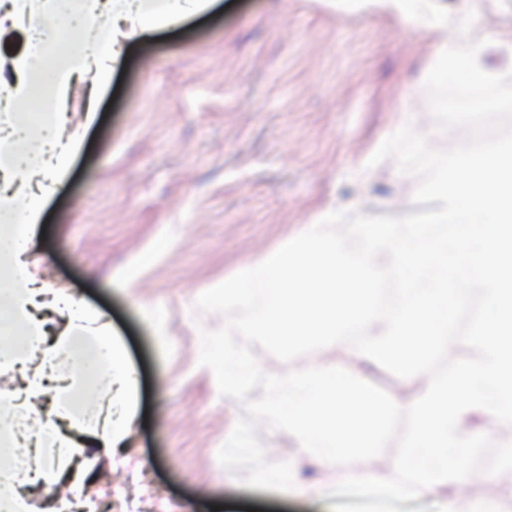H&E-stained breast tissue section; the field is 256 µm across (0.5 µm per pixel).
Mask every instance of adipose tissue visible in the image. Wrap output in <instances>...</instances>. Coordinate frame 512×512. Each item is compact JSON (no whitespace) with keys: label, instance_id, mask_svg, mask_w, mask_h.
I'll list each match as a JSON object with an SVG mask.
<instances>
[{"label":"adipose tissue","instance_id":"ef3b65f1","mask_svg":"<svg viewBox=\"0 0 512 512\" xmlns=\"http://www.w3.org/2000/svg\"><path fill=\"white\" fill-rule=\"evenodd\" d=\"M211 0H0V34L20 30V53L0 58V107L14 117L0 132V512H29L33 488L56 490L51 512H72L62 484L79 488L94 461L90 448H115L129 433L128 409L101 402V380L128 393L132 372L104 312L78 302L38 276L36 240L49 193L66 175L86 128L96 119L86 100L80 125L69 127L75 88L106 85L129 44L209 9ZM40 101L43 115L27 109ZM34 414L22 434L19 411ZM27 443L32 462L16 481L6 460Z\"/></svg>","mask_w":512,"mask_h":512}]
</instances>
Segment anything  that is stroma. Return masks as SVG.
<instances>
[{
	"label": "stroma",
	"instance_id": "1",
	"mask_svg": "<svg viewBox=\"0 0 512 512\" xmlns=\"http://www.w3.org/2000/svg\"><path fill=\"white\" fill-rule=\"evenodd\" d=\"M494 34L487 68L512 71V0H438ZM455 26L389 0H216L209 13L134 41L37 231L49 287L103 309L137 374L124 448L96 461L101 512H331L349 471L388 479L395 446L354 467L314 461L259 429L318 495L240 485L217 458L244 404L198 367L195 302L263 253L338 210L418 212L416 177L368 161L427 111L425 78ZM170 248L140 257L157 240Z\"/></svg>",
	"mask_w": 512,
	"mask_h": 512
}]
</instances>
